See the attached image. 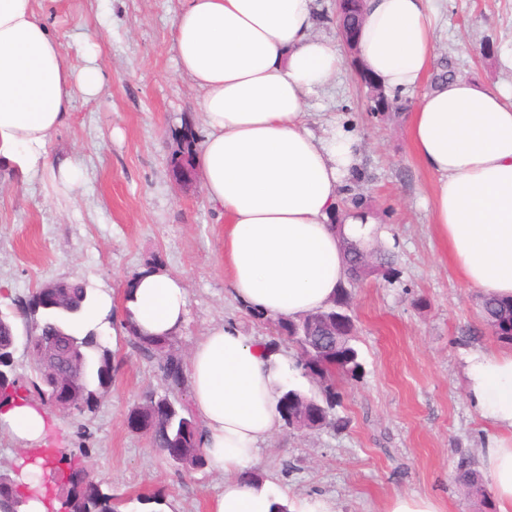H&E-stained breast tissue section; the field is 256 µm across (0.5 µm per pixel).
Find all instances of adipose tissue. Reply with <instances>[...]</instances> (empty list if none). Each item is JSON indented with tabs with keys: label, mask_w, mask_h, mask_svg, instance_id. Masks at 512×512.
Listing matches in <instances>:
<instances>
[{
	"label": "adipose tissue",
	"mask_w": 512,
	"mask_h": 512,
	"mask_svg": "<svg viewBox=\"0 0 512 512\" xmlns=\"http://www.w3.org/2000/svg\"><path fill=\"white\" fill-rule=\"evenodd\" d=\"M438 0H366L358 51L390 92L413 90L436 57ZM315 0H183L173 21L181 74L201 91L207 130L195 167L208 201L223 210L224 267L234 298L273 317L323 309L346 280L342 238L370 243L378 222L367 207L343 206L362 141L333 124L315 135L308 98L343 64L336 44L315 36ZM82 67L68 64L36 0H0V161L34 174L76 97H96L104 74L94 35ZM412 153L435 177L433 226L461 279L481 293L512 298V97L451 77L424 92L407 120ZM188 314L180 278L141 272L122 309L123 328L178 335ZM291 365L235 323L214 326L192 349V408L201 446L224 474L212 512H335L326 497L289 501L247 476L281 423L276 402ZM466 390L496 427L481 470L498 512H512V352L466 358ZM24 449L43 443L48 420L28 403L0 407V428Z\"/></svg>",
	"instance_id": "1"
}]
</instances>
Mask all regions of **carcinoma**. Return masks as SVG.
<instances>
[{
	"mask_svg": "<svg viewBox=\"0 0 512 512\" xmlns=\"http://www.w3.org/2000/svg\"><path fill=\"white\" fill-rule=\"evenodd\" d=\"M196 151V136L184 133L177 138L169 162L192 167ZM342 244L348 284H357L378 273L385 276L394 273L392 259L383 256L369 270L354 274V254L356 250L363 249L362 242L344 238ZM59 285L63 288L61 303L55 308L41 310L42 318L35 324L34 332L43 341H51L55 336L68 338L62 360L81 369V379L74 388L71 415L81 417L93 411L98 399L110 389L115 354L99 341L96 332L89 330L83 333L77 329V317L90 303L86 285L80 281H61ZM349 305L350 293L342 287L324 309L298 319L280 317L276 320L278 339L295 348L297 366L319 389V394L314 396L294 388L283 392L278 401V411L284 423L292 428L336 429L345 426L344 420L334 414L335 377L356 380L361 371L359 355L352 344L354 322L348 313ZM479 311L491 334L502 343L512 344V302L483 296L479 301ZM133 338L141 353L157 359L168 388L173 390L184 385L183 366L174 351V337L135 334ZM14 340L13 320L3 315L0 317V348H8ZM33 361L36 379L24 394L19 393L21 386L13 363L5 361L0 364L3 371L1 403L15 399L29 401L33 395L40 402H45V396L51 392L50 371L38 358H33ZM161 401L162 397L153 393L146 395L143 402L130 411L129 427L148 434L156 448L184 473L205 467L208 460L200 448L199 420L177 398H172V407L165 409L161 408ZM55 453L61 466L53 468V472L62 478L66 487L64 494L54 495L59 506L67 512H121V500L103 492L76 454L65 448L57 449ZM455 481L469 494L484 496L480 476L472 465H460ZM25 502V494L15 478L8 472L0 473V512H22Z\"/></svg>",
	"mask_w": 512,
	"mask_h": 512,
	"instance_id": "obj_1",
	"label": "carcinoma"
}]
</instances>
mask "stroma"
I'll list each match as a JSON object with an SVG mask.
<instances>
[{
	"label": "stroma",
	"instance_id": "35a3bbf8",
	"mask_svg": "<svg viewBox=\"0 0 512 512\" xmlns=\"http://www.w3.org/2000/svg\"><path fill=\"white\" fill-rule=\"evenodd\" d=\"M49 29L73 66H83L84 34L97 33L104 73L100 93L75 98L68 122L46 145L47 166L24 178L0 168V313L42 285L80 280L116 306L97 329L116 354L110 391L77 418L49 411L50 448H84L82 463L103 492L125 500L123 512H146L140 498L160 493L177 512H211L224 475L204 467L177 472L148 436L127 424L132 407L167 385L154 360L119 333L127 283L160 267L181 278L188 317L175 349L193 346L223 320L246 336L276 342L273 321H256L224 277V215L202 185L178 187L168 171L175 135L204 137L201 92L176 66L172 23L182 0H38ZM437 56L428 84L454 75L512 88L501 62L512 49V0H442ZM422 89L402 94L401 111L372 117L366 90L343 67L307 101L306 124L321 132L339 122L362 139L353 185L374 209L385 235L372 247L392 255L396 275L373 276L349 289L359 379H337L339 430L280 429L264 444L253 472L289 498L323 495L336 512H383L398 494L439 499L446 512H485L482 498L454 480L460 462H479L493 426L471 407L465 356L499 349L479 317L476 289L445 259L428 205L433 177L412 154L406 112ZM81 173L76 187L54 176L60 161Z\"/></svg>",
	"mask_w": 512,
	"mask_h": 512
}]
</instances>
